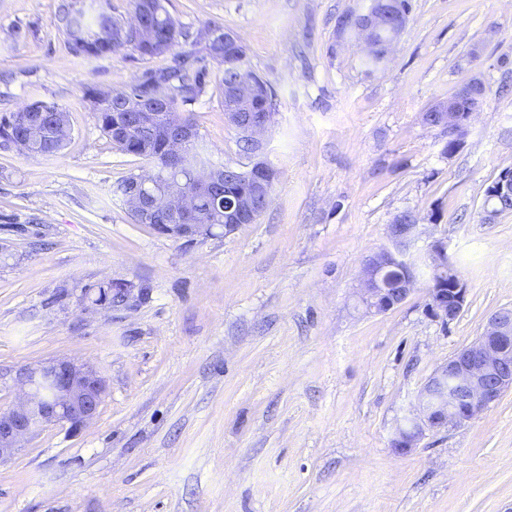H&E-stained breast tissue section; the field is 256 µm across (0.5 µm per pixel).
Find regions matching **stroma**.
I'll list each match as a JSON object with an SVG mask.
<instances>
[{
    "instance_id": "obj_1",
    "label": "stroma",
    "mask_w": 512,
    "mask_h": 512,
    "mask_svg": "<svg viewBox=\"0 0 512 512\" xmlns=\"http://www.w3.org/2000/svg\"><path fill=\"white\" fill-rule=\"evenodd\" d=\"M60 0H0V113L69 114L51 158L0 147V410L20 369L57 358L106 383L79 432L36 431L0 463V512H512V390L472 421L392 446L435 369L512 308V211L484 222L487 186L512 170V0H411L382 69L342 31L363 0H165L174 52L124 47L84 60ZM241 40L273 90L263 159L269 206L195 240L135 223L116 184L151 171L99 130L86 88L121 89L203 56L211 24ZM208 63L188 105L214 165L242 164ZM483 103L460 144L422 115L471 79ZM404 212L468 289L450 324L428 310L429 269L403 303L360 300L365 261ZM127 283L117 307L90 293Z\"/></svg>"
}]
</instances>
